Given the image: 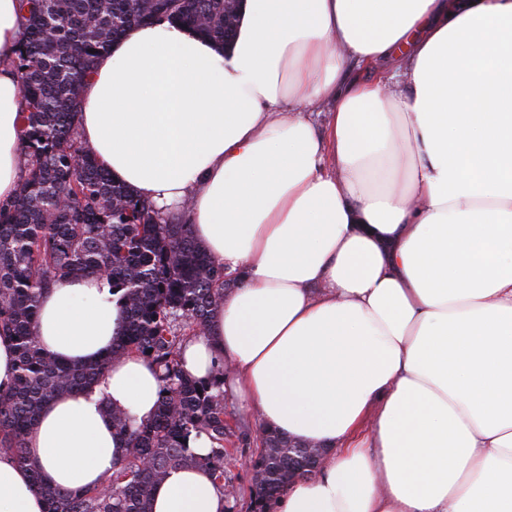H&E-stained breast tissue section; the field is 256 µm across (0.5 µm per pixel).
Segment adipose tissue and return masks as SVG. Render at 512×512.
I'll return each instance as SVG.
<instances>
[{
    "instance_id": "1",
    "label": "adipose tissue",
    "mask_w": 512,
    "mask_h": 512,
    "mask_svg": "<svg viewBox=\"0 0 512 512\" xmlns=\"http://www.w3.org/2000/svg\"><path fill=\"white\" fill-rule=\"evenodd\" d=\"M20 0H0V201L20 178L11 65ZM394 61L375 80L349 64ZM334 102L327 133L301 108ZM79 137L239 285L180 365L220 363L260 430L323 446L269 512H512V0H244L224 50L167 20L125 31L80 91ZM127 313L104 275L42 295L34 332L61 362L106 361L0 458V512L45 485L102 484L121 411L150 422L158 373L112 356ZM152 512H226L203 466L171 469Z\"/></svg>"
}]
</instances>
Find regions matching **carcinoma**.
<instances>
[{
    "label": "carcinoma",
    "mask_w": 512,
    "mask_h": 512,
    "mask_svg": "<svg viewBox=\"0 0 512 512\" xmlns=\"http://www.w3.org/2000/svg\"><path fill=\"white\" fill-rule=\"evenodd\" d=\"M229 0H21L26 23L12 59L25 100L21 180L0 203V331L13 338L16 377L0 391V457L23 464L25 439L45 403L90 386L110 362H58L39 346L34 322L41 295L54 281L106 273L128 311L118 349L137 353L157 370L161 398L152 422L114 415L128 439L126 459L103 484L62 492L32 481L47 512H151L149 490L168 470L207 466L224 484V448L234 418L224 405V369L207 384L183 373L182 344L202 332L224 293V268L197 244L190 225L110 178L82 145L78 93L98 56L126 28L165 14L225 44L235 17ZM204 435L211 454L188 447ZM254 485L288 484V439L265 440Z\"/></svg>",
    "instance_id": "carcinoma-1"
}]
</instances>
